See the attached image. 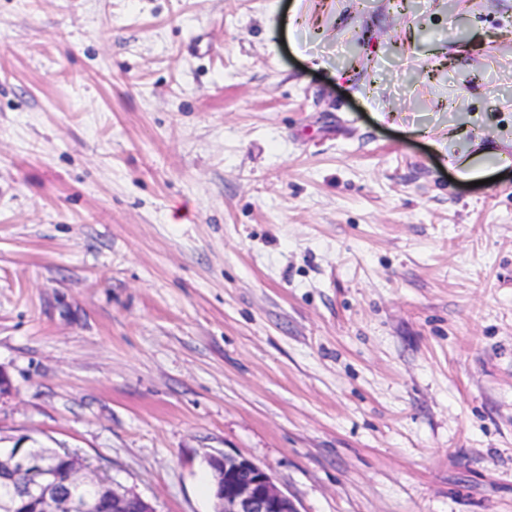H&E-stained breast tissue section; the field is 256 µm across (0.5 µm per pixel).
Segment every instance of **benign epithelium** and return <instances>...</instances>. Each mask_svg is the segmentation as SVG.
I'll list each match as a JSON object with an SVG mask.
<instances>
[{
    "mask_svg": "<svg viewBox=\"0 0 512 512\" xmlns=\"http://www.w3.org/2000/svg\"><path fill=\"white\" fill-rule=\"evenodd\" d=\"M206 463L214 473L215 512H298L294 502L279 489L271 476L251 460L228 453H212ZM95 479L81 459H74L69 484L62 486L51 468L36 453L0 456V485L10 487L0 497V512H99L98 499L77 498L73 488ZM112 500V512H128L130 502L140 512H156L134 490L116 483L103 491Z\"/></svg>",
    "mask_w": 512,
    "mask_h": 512,
    "instance_id": "1",
    "label": "benign epithelium"
}]
</instances>
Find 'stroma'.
<instances>
[{"instance_id": "obj_1", "label": "stroma", "mask_w": 512, "mask_h": 512, "mask_svg": "<svg viewBox=\"0 0 512 512\" xmlns=\"http://www.w3.org/2000/svg\"><path fill=\"white\" fill-rule=\"evenodd\" d=\"M501 153L512 0H0V443L512 512Z\"/></svg>"}]
</instances>
